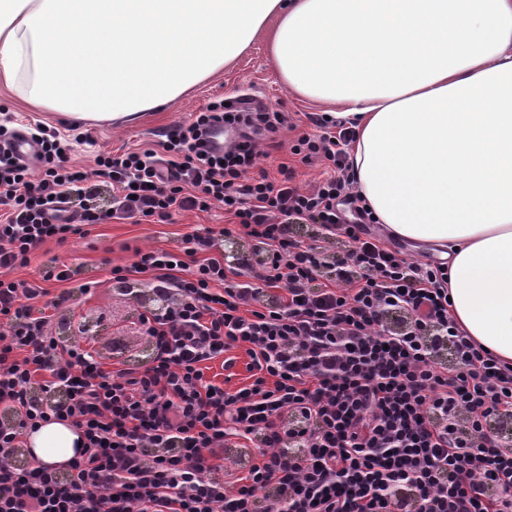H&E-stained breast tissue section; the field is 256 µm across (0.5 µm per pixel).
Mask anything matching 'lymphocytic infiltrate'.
I'll use <instances>...</instances> for the list:
<instances>
[{
	"instance_id": "obj_1",
	"label": "lymphocytic infiltrate",
	"mask_w": 512,
	"mask_h": 512,
	"mask_svg": "<svg viewBox=\"0 0 512 512\" xmlns=\"http://www.w3.org/2000/svg\"><path fill=\"white\" fill-rule=\"evenodd\" d=\"M216 123L236 133L220 152L206 140ZM287 123L243 96L214 100L155 147L97 154L89 171L41 124L40 173L0 147V512H512V448L489 427L512 415V366L457 324L447 262L408 259L371 233L342 122L323 120L291 149L325 163L313 189L288 164L260 167V139ZM100 180L105 211L93 204ZM216 204L228 224L110 269L128 295L166 301L138 317L148 365L108 369L55 336L53 312L92 282L67 288L54 259L40 281L14 276L88 227ZM308 222L320 236L306 244L292 227ZM234 232L264 245L262 264L225 266ZM338 236L349 246L329 254ZM447 344L450 365L435 356ZM237 347L249 376L230 391L205 370L216 359L231 369ZM53 419L82 439L61 470L22 459L27 435ZM243 441L249 461L224 481V451Z\"/></svg>"
}]
</instances>
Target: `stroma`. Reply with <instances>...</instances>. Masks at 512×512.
<instances>
[{"label": "stroma", "instance_id": "35a3bbf8", "mask_svg": "<svg viewBox=\"0 0 512 512\" xmlns=\"http://www.w3.org/2000/svg\"><path fill=\"white\" fill-rule=\"evenodd\" d=\"M240 89L249 90L258 102L287 112L292 122L274 142L264 144L266 156L261 159V166L272 172L279 163H290L299 186L311 189L322 178L324 167L318 161L301 162L298 156L292 155L291 148L300 134L316 133L326 108L294 96L278 80L270 66L268 40L263 33L222 74L198 84L165 109L145 112L131 120L94 123L89 128L91 142L73 144L69 160L78 168L93 169L98 153L146 146L159 140L163 132L191 119L214 97H232ZM4 117L10 118L19 131L27 130L35 122L61 131L67 128L59 114L33 111L8 88L0 86V119ZM223 221L224 210L216 207L207 213H178L168 224H99L87 236L72 237L64 246L48 244L45 250L32 256L26 268L17 270L16 275L36 279L43 265L55 257L70 267L74 283L97 281L92 294L76 297L69 307L60 310L54 330L57 335L69 338L75 335L78 326H85L88 330L85 340L101 362L133 364L143 360V352L149 347L138 335L136 321L143 308L151 306L152 296L146 293L140 299H130L122 288L113 284L105 260L128 264L134 259L135 249L172 248L184 234Z\"/></svg>", "mask_w": 512, "mask_h": 512}]
</instances>
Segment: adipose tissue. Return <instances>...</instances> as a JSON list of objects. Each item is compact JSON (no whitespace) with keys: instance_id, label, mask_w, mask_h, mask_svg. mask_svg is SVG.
I'll list each match as a JSON object with an SVG mask.
<instances>
[{"instance_id":"ef3b65f1","label":"adipose tissue","mask_w":512,"mask_h":512,"mask_svg":"<svg viewBox=\"0 0 512 512\" xmlns=\"http://www.w3.org/2000/svg\"><path fill=\"white\" fill-rule=\"evenodd\" d=\"M265 28L288 90L351 122L376 221L446 249L456 322L512 364V0H0V83L53 112L133 116ZM78 440L56 420L27 437L48 467Z\"/></svg>"}]
</instances>
